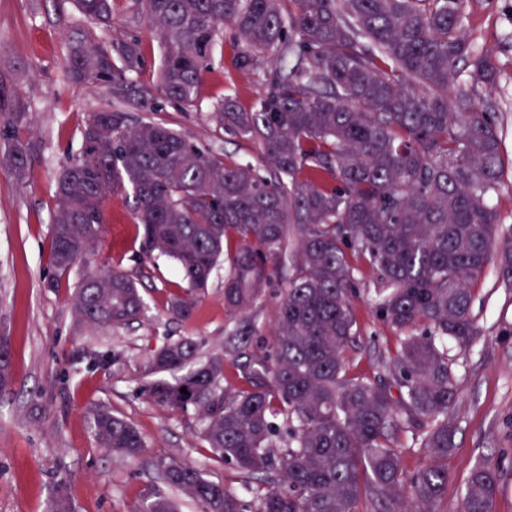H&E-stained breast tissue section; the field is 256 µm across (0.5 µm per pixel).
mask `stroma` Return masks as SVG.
<instances>
[{
  "label": "stroma",
  "instance_id": "35a3bbf8",
  "mask_svg": "<svg viewBox=\"0 0 512 512\" xmlns=\"http://www.w3.org/2000/svg\"><path fill=\"white\" fill-rule=\"evenodd\" d=\"M463 25L507 77L498 91L505 184L492 205L501 224L512 225V46L504 40L512 27V0H467ZM83 35L142 37L145 66L137 78L156 81L160 49L148 38L134 0H116L108 28L89 23L75 0H0V86L29 105L20 131L29 176L17 179L0 164V335L7 336L12 355V384L0 391V512H46L60 480L76 512H136L157 494L172 499L179 512H202L189 496L165 484L150 459L192 462L209 478L242 493L246 480L213 460L195 414L155 405L144 389L153 379L148 353L164 342L192 337L203 360L223 347L227 330L237 323L224 310L223 271L213 274L189 319L171 318L168 301L180 293L182 278L172 260L145 257L142 233L122 192L112 196L101 244L68 272H57L49 263L56 178L76 155L88 114L109 100L105 88L66 76L68 47ZM221 41L197 108L186 111L165 101L148 118L180 131L217 161L248 162L259 169L260 146L217 127L209 113L227 95L241 109H250L266 88L268 70L236 65L231 27H223ZM112 268L134 279L147 311L126 326L97 328L77 317L76 287L81 278ZM357 287L353 309L361 346L350 354V371L370 375L377 372L381 355L395 348L396 333L377 317L365 282ZM476 288L479 338L466 353L448 350L461 398L453 415L456 449L448 459L453 479L440 508L458 512L471 468L488 459L499 471L493 512H512V291L500 287L492 265ZM100 408L135 426L146 442V460L115 458L95 444L89 418Z\"/></svg>",
  "mask_w": 512,
  "mask_h": 512
}]
</instances>
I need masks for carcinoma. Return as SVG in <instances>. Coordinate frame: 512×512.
<instances>
[{"label": "carcinoma", "instance_id": "obj_1", "mask_svg": "<svg viewBox=\"0 0 512 512\" xmlns=\"http://www.w3.org/2000/svg\"><path fill=\"white\" fill-rule=\"evenodd\" d=\"M283 2L139 0L161 48L151 85L133 78L145 63L137 36L70 45V78L106 87L113 104L88 115L78 155L57 179L50 265L66 272L96 246L107 199L128 188L147 256L174 261L185 282L172 316L190 318L221 265L234 315L257 307L288 270L269 336L249 322L204 362L190 337L149 354L148 399L193 411L214 461L250 482L248 506L191 462L152 459L203 512H357L363 499L374 512H440L459 398L447 342L461 352L475 343L473 285L488 264L512 288V228L488 205L504 176L488 96L501 69L465 38V0ZM76 3L88 21L112 24L113 0ZM226 24L236 64L270 71L251 110L226 95L211 120L261 146L264 176L140 117L161 98L196 107ZM0 111L3 160L24 178L28 106L1 88ZM360 275L381 321L399 332L383 378L349 374ZM74 307L112 327L145 310L137 284L114 269L84 279ZM249 349V388H222L224 358ZM90 431L114 457L145 454L142 435L110 411L96 412ZM400 433L427 465L404 467ZM497 485L496 466L478 463L459 512H493ZM47 512H74L64 482ZM137 512L176 508L157 497Z\"/></svg>", "mask_w": 512, "mask_h": 512}]
</instances>
